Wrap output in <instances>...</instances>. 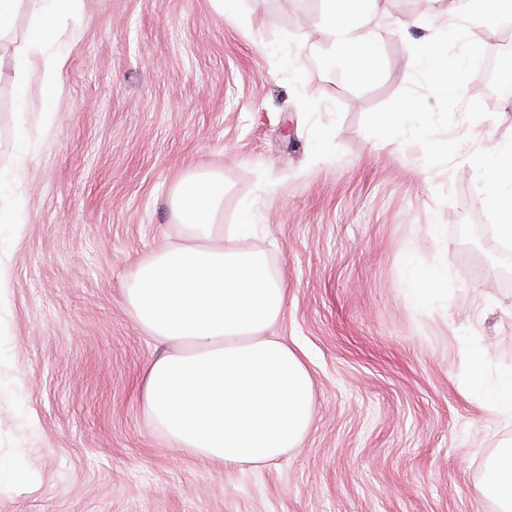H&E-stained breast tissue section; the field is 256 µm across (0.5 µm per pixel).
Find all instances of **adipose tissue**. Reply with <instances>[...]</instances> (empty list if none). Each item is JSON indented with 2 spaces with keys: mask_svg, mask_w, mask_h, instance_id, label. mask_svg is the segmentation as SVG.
<instances>
[{
  "mask_svg": "<svg viewBox=\"0 0 512 512\" xmlns=\"http://www.w3.org/2000/svg\"><path fill=\"white\" fill-rule=\"evenodd\" d=\"M82 0H0V79L13 107L26 113L39 96L50 118L61 93L67 55L60 46L66 23ZM372 0H322L335 35L320 67L331 72L372 70L375 44L350 26ZM25 27H18L19 17ZM485 202L502 219L498 236L512 242V142L477 154ZM173 214L181 240L164 241L140 261L125 290L137 325L165 351L145 368L146 410L176 448H189L232 468L274 459L307 433L313 380L305 352L271 335L281 319L287 288L266 257L245 247L256 224L251 209L224 225V174L188 171L175 185ZM444 267L407 266L414 302L430 305L447 277ZM473 387L495 414L512 416V369L487 380L481 353H472Z\"/></svg>",
  "mask_w": 512,
  "mask_h": 512,
  "instance_id": "adipose-tissue-1",
  "label": "adipose tissue"
}]
</instances>
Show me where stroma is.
<instances>
[{"instance_id":"1","label":"stroma","mask_w":512,"mask_h":512,"mask_svg":"<svg viewBox=\"0 0 512 512\" xmlns=\"http://www.w3.org/2000/svg\"><path fill=\"white\" fill-rule=\"evenodd\" d=\"M447 7L377 0L360 25L377 70L346 78L318 69L334 44L321 0L224 16L211 0H83L49 131L0 84V167L28 209L21 232L0 228V457L39 474L0 485V512H494L481 488L512 418L470 387L469 354L490 379L512 367V281L466 232L500 221L472 159L512 141V105L473 76L463 98L490 115L456 114L445 168L363 129ZM193 167L223 170L225 223L252 205L249 245L288 287L274 332L314 386L303 441L230 471L150 419L141 376L162 347L124 303L137 263L178 238L169 195ZM411 260L448 266L430 306L409 296Z\"/></svg>"}]
</instances>
